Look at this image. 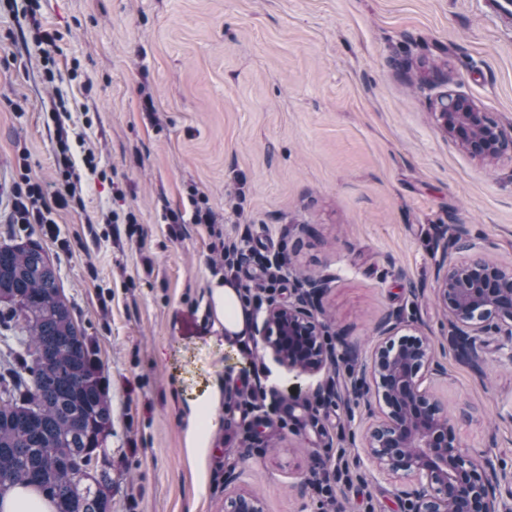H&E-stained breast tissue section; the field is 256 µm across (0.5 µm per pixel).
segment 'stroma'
I'll return each instance as SVG.
<instances>
[{"label":"stroma","mask_w":512,"mask_h":512,"mask_svg":"<svg viewBox=\"0 0 512 512\" xmlns=\"http://www.w3.org/2000/svg\"><path fill=\"white\" fill-rule=\"evenodd\" d=\"M0 0V193L21 173L52 194L55 103L82 206L57 211L58 236L13 224L41 244L76 325L101 363L111 401L112 512H224L245 489L265 512H409L408 480L363 448L366 396L355 383L387 312L428 336L443 375L431 390L456 416L465 451L512 475V364L487 350L484 376L445 350L435 293L440 225H464L489 261L512 270V160L484 163L448 142L432 114L443 92L470 96L512 124V4L490 0ZM62 35L54 81L35 47ZM94 154L96 171L83 164ZM225 240L285 259L294 278L330 271L322 320L336 347V393L286 374L264 347L242 369L208 341L215 242L165 214L191 190ZM134 216L141 239L108 236ZM223 377L221 425L188 447L182 412L197 382ZM280 392L251 413L254 382ZM348 467L336 503L308 477Z\"/></svg>","instance_id":"obj_1"}]
</instances>
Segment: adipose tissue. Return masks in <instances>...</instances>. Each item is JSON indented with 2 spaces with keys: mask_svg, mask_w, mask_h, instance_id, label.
I'll use <instances>...</instances> for the list:
<instances>
[{
  "mask_svg": "<svg viewBox=\"0 0 512 512\" xmlns=\"http://www.w3.org/2000/svg\"><path fill=\"white\" fill-rule=\"evenodd\" d=\"M209 310L214 330L212 342L237 353L244 350L250 341L248 313L232 282L221 278L214 279L209 296ZM222 385V379H210L203 393L189 402L187 435L192 447H208L212 434L220 424L217 404Z\"/></svg>",
  "mask_w": 512,
  "mask_h": 512,
  "instance_id": "ef3b65f1",
  "label": "adipose tissue"
}]
</instances>
